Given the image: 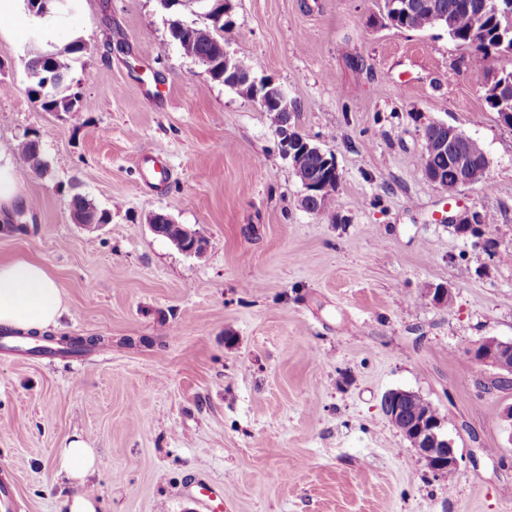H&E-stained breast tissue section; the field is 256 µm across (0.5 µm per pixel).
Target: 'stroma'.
Instances as JSON below:
<instances>
[{
    "label": "stroma",
    "mask_w": 512,
    "mask_h": 512,
    "mask_svg": "<svg viewBox=\"0 0 512 512\" xmlns=\"http://www.w3.org/2000/svg\"><path fill=\"white\" fill-rule=\"evenodd\" d=\"M382 0H234L227 51L284 88L296 125L334 156V213L303 186L268 115L211 78L170 34L158 0H77L54 44L87 108L31 103L30 46L0 36V146L37 133L44 173L0 234V259H38L68 311L54 336L96 339L78 358L0 347V476L18 512H65L53 465L81 436L97 452L96 512H512V389L467 353L512 339V127L485 101L486 68L442 30L391 26ZM476 140L484 183L455 193L421 168L424 131ZM167 156L144 181L145 153ZM112 221L74 224L73 195ZM477 211L482 237L457 230ZM162 212L205 241L182 252L155 234ZM443 286L451 305L434 304ZM431 401L461 456L434 479L385 417L392 389Z\"/></svg>",
    "instance_id": "stroma-1"
}]
</instances>
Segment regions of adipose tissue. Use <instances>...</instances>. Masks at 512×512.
<instances>
[{
  "mask_svg": "<svg viewBox=\"0 0 512 512\" xmlns=\"http://www.w3.org/2000/svg\"><path fill=\"white\" fill-rule=\"evenodd\" d=\"M25 199L16 155L0 148V217L12 214ZM65 311L64 294L40 261L26 256L0 261V326L40 336L58 327ZM96 464L95 449L77 436L54 456L58 474L76 489Z\"/></svg>",
  "mask_w": 512,
  "mask_h": 512,
  "instance_id": "ef3b65f1",
  "label": "adipose tissue"
}]
</instances>
